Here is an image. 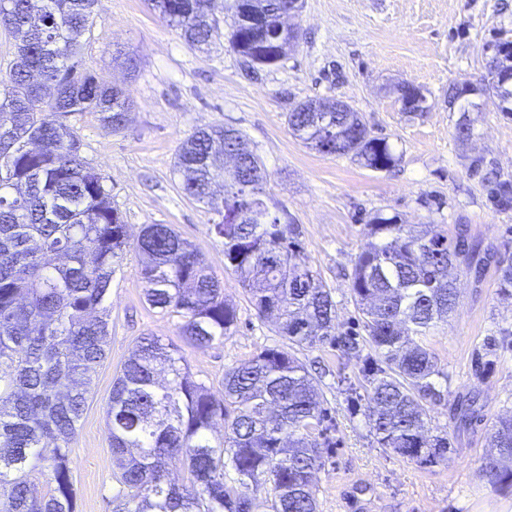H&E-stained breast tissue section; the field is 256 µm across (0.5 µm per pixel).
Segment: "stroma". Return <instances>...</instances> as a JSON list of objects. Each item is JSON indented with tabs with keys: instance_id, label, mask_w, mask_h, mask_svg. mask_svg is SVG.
<instances>
[{
	"instance_id": "1",
	"label": "stroma",
	"mask_w": 512,
	"mask_h": 512,
	"mask_svg": "<svg viewBox=\"0 0 512 512\" xmlns=\"http://www.w3.org/2000/svg\"><path fill=\"white\" fill-rule=\"evenodd\" d=\"M215 0L208 44H188L150 0H97L94 24L79 49L99 80L122 82L133 110L128 126L104 129L95 115L72 117L82 154L103 176L130 236L144 225H172L224 283L238 326L206 349L181 344L180 317L150 307L134 250L115 266L108 320L110 350L93 377L86 410L71 441L77 512H112L106 405L113 381L147 335L180 343L197 378L222 393L226 368L266 346H286L271 321L259 319L236 277L224 270V241L209 230L219 216L187 196L174 163L196 128L238 129L263 161L269 206L294 219L306 261L332 292L336 332L355 329L361 314L350 294L355 261L376 212L409 224H437L472 234L512 259V207L487 198L483 177L512 179V118L467 102L448 103V88L486 73L484 42L512 39V0H303L293 51L273 66L247 69L229 43L233 15ZM133 57L137 67L124 72ZM423 89L431 106L408 118L396 87ZM332 99L360 112L372 135L386 139L398 160L374 171L348 155H325L289 131L287 114L300 102ZM470 118V139L456 127ZM484 160L481 172L470 169ZM460 302L428 338L442 371L444 393L430 408L431 432L447 436V458L414 462L378 447L362 415L352 414L339 376L358 382L360 360L336 348L294 347L300 361L322 371L320 391L335 419V453L315 476L319 512H512V487L483 466L495 453L487 434L494 419L512 415V299H503L494 270L482 281L456 271Z\"/></svg>"
}]
</instances>
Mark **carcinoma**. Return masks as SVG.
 Listing matches in <instances>:
<instances>
[{
    "label": "carcinoma",
    "mask_w": 512,
    "mask_h": 512,
    "mask_svg": "<svg viewBox=\"0 0 512 512\" xmlns=\"http://www.w3.org/2000/svg\"><path fill=\"white\" fill-rule=\"evenodd\" d=\"M213 0H156L184 39L213 36ZM230 42L256 61L276 52L274 35L253 25L251 13L272 20L289 0H234ZM95 0H0V29L16 47L0 72V512H76L70 443L88 401L96 368L107 357V302L114 264L128 246L127 225L112 207L103 177L81 154L67 122L76 112L97 115L103 128L125 129L131 103L118 85L81 68V38ZM481 83L485 100L503 115L512 104V40L497 39ZM420 88L398 86L407 114L421 115ZM303 144L326 155H351L376 171L398 157L371 135L360 113L287 114ZM236 129L200 128L182 143L175 171L184 192L213 206L224 183L222 220L210 231L224 239V270L235 275L258 317L276 318L293 345H340L361 352L365 394L345 389L353 413L367 418L381 448L410 460L448 447L428 435V404L441 401L440 375L425 340L448 320L459 295L448 266L480 274L496 255L457 228L406 224L377 212L366 224L370 241L359 254L351 295L362 314V339L336 335L332 292L307 265L293 222L265 201L267 172ZM490 200L512 204V181H488ZM147 304L182 318L180 335L198 348L222 343L237 327V307L224 284L170 224H148L137 238ZM502 295L512 298V262L496 263ZM320 379L281 346H265L224 371L217 397L195 378L180 348L142 336L114 379L106 408L113 471L124 507L114 512H318L314 475L333 448L332 419ZM224 427L218 442L210 435ZM497 456L485 470L512 486V416L488 432ZM49 471L42 489L33 472ZM181 465L190 485L170 478ZM264 491L265 497L257 496Z\"/></svg>",
    "instance_id": "1"
}]
</instances>
